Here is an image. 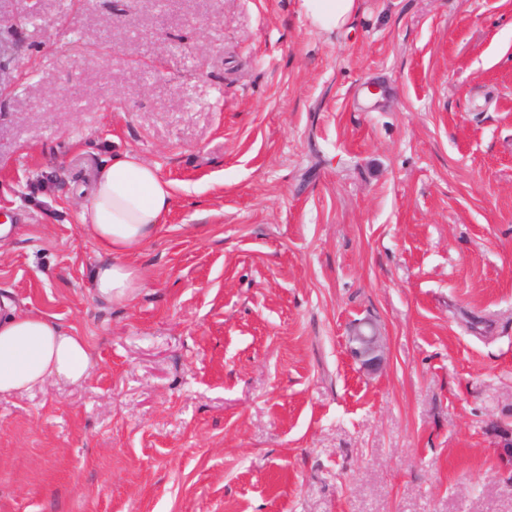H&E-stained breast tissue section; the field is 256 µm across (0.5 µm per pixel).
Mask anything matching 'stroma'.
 <instances>
[{
	"mask_svg": "<svg viewBox=\"0 0 512 512\" xmlns=\"http://www.w3.org/2000/svg\"><path fill=\"white\" fill-rule=\"evenodd\" d=\"M123 153L174 204L111 306ZM1 224L92 369L0 396V512H512V0H0ZM299 9L313 27L340 30L357 15L358 0H299ZM173 201L172 183L135 155L113 156L99 167L79 215L105 255L91 280L94 298L108 304L134 300L142 282L131 257L157 235ZM355 346L352 348L353 355L362 361L363 365L371 366L379 360V342L378 336L374 333H367L358 328L354 336L351 337Z\"/></svg>",
	"mask_w": 512,
	"mask_h": 512,
	"instance_id": "35a3bbf8",
	"label": "stroma"
}]
</instances>
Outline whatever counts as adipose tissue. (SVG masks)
Masks as SVG:
<instances>
[{"label":"adipose tissue","instance_id":"obj_1","mask_svg":"<svg viewBox=\"0 0 512 512\" xmlns=\"http://www.w3.org/2000/svg\"><path fill=\"white\" fill-rule=\"evenodd\" d=\"M299 9L313 27L339 30L355 18L358 0H299ZM173 201L171 182L135 155H117L99 167L79 215L83 230L104 254L91 280L94 298L108 304L134 300L142 282L131 257L157 235ZM90 370L84 337L0 297V396L50 380L80 382Z\"/></svg>","mask_w":512,"mask_h":512}]
</instances>
